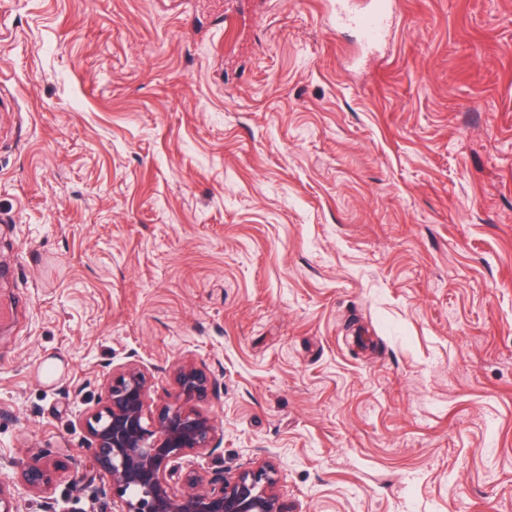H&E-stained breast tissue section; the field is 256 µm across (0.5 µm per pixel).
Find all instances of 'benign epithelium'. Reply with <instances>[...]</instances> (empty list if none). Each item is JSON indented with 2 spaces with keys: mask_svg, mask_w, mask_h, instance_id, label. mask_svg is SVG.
I'll list each match as a JSON object with an SVG mask.
<instances>
[{
  "mask_svg": "<svg viewBox=\"0 0 512 512\" xmlns=\"http://www.w3.org/2000/svg\"><path fill=\"white\" fill-rule=\"evenodd\" d=\"M174 378L187 400L204 397L212 385L188 362L175 367ZM148 399L146 371L128 363L107 381L104 398L81 416L93 449L92 472L108 478L116 512H288L278 493L279 471L267 460L235 473L190 472L173 481L178 459L215 447L216 427L209 416L177 404L150 414ZM11 465L18 480L0 479V512H19V490L39 496L55 478L47 465L16 460Z\"/></svg>",
  "mask_w": 512,
  "mask_h": 512,
  "instance_id": "obj_1",
  "label": "benign epithelium"
}]
</instances>
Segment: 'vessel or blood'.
<instances>
[{"mask_svg":"<svg viewBox=\"0 0 512 512\" xmlns=\"http://www.w3.org/2000/svg\"><path fill=\"white\" fill-rule=\"evenodd\" d=\"M356 0H336L329 16L336 26L356 27L364 46L372 47L383 43L395 29L399 18L396 0H375L369 11L360 13L354 8Z\"/></svg>","mask_w":512,"mask_h":512,"instance_id":"obj_1","label":"vessel or blood"}]
</instances>
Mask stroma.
<instances>
[{"label": "stroma", "instance_id": "stroma-1", "mask_svg": "<svg viewBox=\"0 0 512 512\" xmlns=\"http://www.w3.org/2000/svg\"><path fill=\"white\" fill-rule=\"evenodd\" d=\"M0 0V459L112 512L82 411L215 381L289 512H512V0ZM356 0H336L335 8L329 16L336 28L343 25L356 27L362 44L372 47L383 43L395 29L399 18L395 0L374 1L373 7L366 12H357L353 5ZM174 378L178 386L180 396L186 400L202 398L212 385L207 374L192 363L178 364L174 369Z\"/></svg>", "mask_w": 512, "mask_h": 512}]
</instances>
